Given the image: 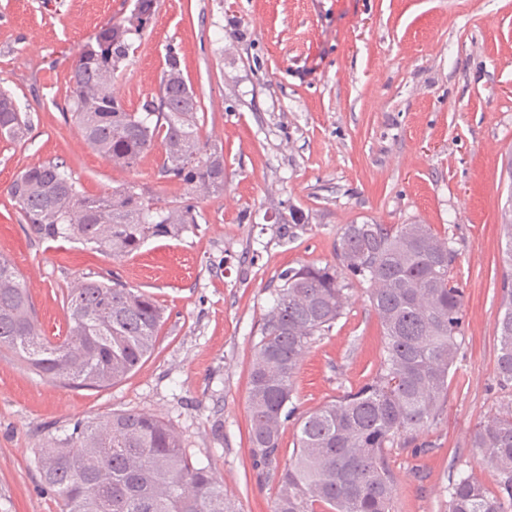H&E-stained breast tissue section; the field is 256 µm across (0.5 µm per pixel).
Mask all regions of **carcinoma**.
<instances>
[{"label":"carcinoma","mask_w":512,"mask_h":512,"mask_svg":"<svg viewBox=\"0 0 512 512\" xmlns=\"http://www.w3.org/2000/svg\"><path fill=\"white\" fill-rule=\"evenodd\" d=\"M155 0L112 19L73 62L67 107L87 144L115 167L133 169L156 145L162 173L182 192L161 204L126 184L91 196L65 166L44 162L8 185L26 234L40 241L89 245L129 256L153 238H179L197 227L193 195L224 191V155L199 139L198 100L166 49L158 93L134 111L113 90ZM29 115L0 92V139L20 140ZM338 264H303L278 275L281 285L262 318L254 348L249 412L253 464L277 479L272 512H391L394 483L387 449L406 443L443 410L459 352L463 295L451 284L454 251L428 224H347L336 244ZM371 286L385 345L374 376L355 391L296 414L294 378L313 337L343 315L345 290ZM496 324L499 379L512 383V279ZM66 334L42 335L36 308L18 271L0 256V351L28 371L62 386L107 388L129 375L156 346L162 308L150 294L119 282L85 278L65 299ZM296 417L294 463L279 468L282 419ZM479 467L496 474L490 492L473 474L448 484V512H512V414L475 427ZM42 482L64 512H238L211 465L191 459L167 422L146 413H114L74 424L55 448L41 449Z\"/></svg>","instance_id":"carcinoma-1"}]
</instances>
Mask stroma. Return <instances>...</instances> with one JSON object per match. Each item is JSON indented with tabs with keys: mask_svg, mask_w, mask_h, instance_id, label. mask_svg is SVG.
<instances>
[{
	"mask_svg": "<svg viewBox=\"0 0 512 512\" xmlns=\"http://www.w3.org/2000/svg\"><path fill=\"white\" fill-rule=\"evenodd\" d=\"M135 0H0V89L29 107L19 141L0 140V255L12 261L49 339L65 335L63 298L82 278L142 289L164 309L156 348L104 388L51 383L0 354V512H63L36 467L75 422L142 411L211 462L238 512H271L248 396L262 318L284 269L336 261L347 224H427L455 252L464 298L442 413L421 447L395 441L393 512H448V483L478 468L474 428L512 412L496 370L505 238L512 206V0H156L122 74L136 109L156 94L168 46L200 101L198 135L224 154V190L199 197L198 226L112 258L28 237L5 188L33 165L64 163L90 195L124 183L174 202L154 147L113 167L65 110L73 59ZM304 224L284 229L290 210ZM383 329L370 287L310 341L294 381L306 412L376 372Z\"/></svg>",
	"mask_w": 512,
	"mask_h": 512,
	"instance_id": "stroma-1",
	"label": "stroma"
}]
</instances>
